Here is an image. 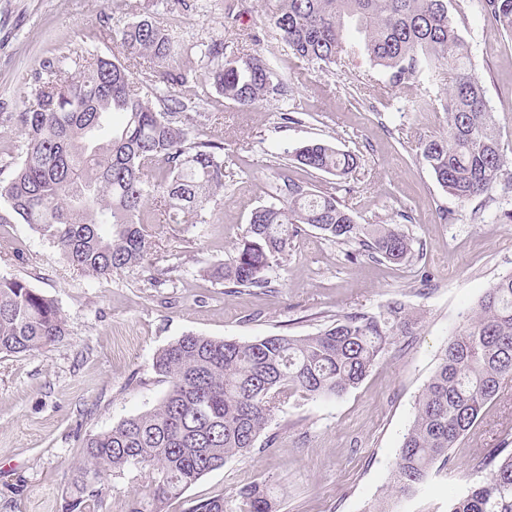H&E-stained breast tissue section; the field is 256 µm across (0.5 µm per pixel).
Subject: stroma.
<instances>
[{"mask_svg":"<svg viewBox=\"0 0 512 512\" xmlns=\"http://www.w3.org/2000/svg\"><path fill=\"white\" fill-rule=\"evenodd\" d=\"M278 0H185L164 12L157 0H0V180L20 158L21 136L6 122L33 101L41 63L84 48L122 57L116 37L132 22L155 17L192 45L223 34L238 54L260 53L287 79L286 97L246 109L212 96L219 113L212 139L224 144V201L210 223L191 229L156 217L147 265L102 278L80 275L31 226L0 224V276L25 280L54 300L69 334L40 352L0 354V512H62L86 439L155 407L167 386L152 364L181 336L253 340L317 333L337 317L386 312L396 302L413 317L358 387L338 397L289 402L257 443L193 483L165 512H190L200 500L234 506L239 488L266 486L275 512H448L452 498L488 478L478 449L512 448V378L470 433L451 448L413 495L395 498V455L416 400L448 339L479 298L512 272V193L481 208L448 195L418 149L438 134L443 115L423 100L443 96L445 82L419 79L413 96L368 63L329 70L297 61L268 21ZM486 99L497 120L506 170H512V35L470 0L456 14ZM316 140L356 153L348 179L295 167L293 178L345 200L357 223L403 224L414 240L412 262L396 266L357 255L313 228L296 237L272 288L226 292L209 281L251 212L268 202L269 185L287 152ZM482 209L474 221V209ZM172 268L159 283V269ZM133 474L109 478L92 512H125L144 495Z\"/></svg>","mask_w":512,"mask_h":512,"instance_id":"1","label":"stroma"}]
</instances>
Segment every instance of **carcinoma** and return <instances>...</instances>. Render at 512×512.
<instances>
[{"instance_id": "obj_1", "label": "carcinoma", "mask_w": 512, "mask_h": 512, "mask_svg": "<svg viewBox=\"0 0 512 512\" xmlns=\"http://www.w3.org/2000/svg\"><path fill=\"white\" fill-rule=\"evenodd\" d=\"M465 0H279L271 25L298 59L329 67L365 53L389 83L410 89L421 76L448 79V94L428 106L445 114L446 130L422 142V157L438 184L461 203L512 193V173L494 113L450 6ZM483 12L512 35V0H479ZM127 61L68 50L42 62L35 97L11 115L22 136L20 161L0 181V223L30 225L58 248L78 273L104 277L144 263L152 250L149 215L169 224H208L224 190V143L207 134L218 120L197 100L218 93L243 107L275 100L288 83L261 55L229 56L224 38L196 45L204 62L183 69L182 47L155 19H140L117 36ZM161 69L165 88L139 86L134 69ZM293 163L339 179L359 156L316 141L296 150ZM272 201L257 207L223 262L209 269L228 291L270 287L268 273L284 263L299 225L339 243H356L373 258L401 265L414 257L399 224H358L336 195L288 174L282 163ZM396 303L385 314L355 313L316 334L271 335L251 341L188 333L159 351L154 372L168 390L151 410L90 436L87 465L73 478L64 512H86L101 498L102 479L140 470L148 495L126 512H163L196 480L249 451L276 411L291 399L339 396L358 386L406 319ZM67 321L54 300L26 281L0 276V353L31 356L63 340ZM512 377V273L479 299L450 338L418 396L397 454L393 492L406 496L479 420ZM480 463L490 476L448 504V512H512V449L491 448ZM235 512H272L266 487L243 485Z\"/></svg>"}]
</instances>
